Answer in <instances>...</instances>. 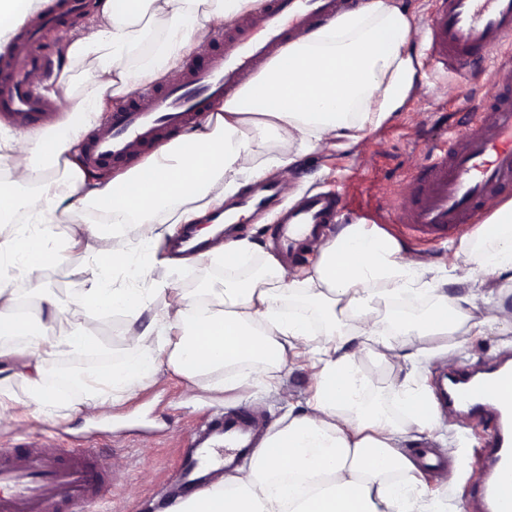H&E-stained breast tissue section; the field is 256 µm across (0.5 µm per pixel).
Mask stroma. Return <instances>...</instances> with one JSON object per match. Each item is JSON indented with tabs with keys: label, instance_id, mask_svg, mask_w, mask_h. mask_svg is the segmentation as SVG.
Listing matches in <instances>:
<instances>
[{
	"label": "stroma",
	"instance_id": "35a3bbf8",
	"mask_svg": "<svg viewBox=\"0 0 512 512\" xmlns=\"http://www.w3.org/2000/svg\"><path fill=\"white\" fill-rule=\"evenodd\" d=\"M412 22L408 49L419 63V81L403 108L380 126L364 131L351 149L314 148L290 168L272 170L282 184V201L289 204L309 191H333L343 201L339 224H373L396 238L410 253L427 255L438 263H450L451 241L423 239L404 226L391 223L385 207L410 192L411 175L423 157L429 141L443 138L459 125L473 120L492 91L490 77L499 61L489 56L482 64L484 75L477 85L460 81L453 74L433 70L418 39L424 28L431 0H393ZM275 213L265 209L246 212L238 221V237L260 244L253 257V268H261L270 253L269 240ZM117 250L137 256L136 245L117 234L92 241L90 246L69 251L64 262L47 268L41 275L44 293L68 302L86 285L98 252ZM129 275L114 279V286L135 285L154 291V302L144 311L136 326H129L118 313L91 314L90 324L100 340L95 355L64 356L44 366V379H52L57 369H68L71 378L61 384L55 416L26 414L9 428H0V445L25 444L29 435L64 433L70 443L96 438L113 465L108 491L90 512H158L164 501L167 482L178 467L190 432L202 422L227 408H250L263 414L269 425H276L288 409L307 411L313 384L311 371L282 369L283 392L245 385L215 394L190 390L188 381L170 370L158 380L145 382L119 407L103 413L78 409V387L73 375L95 369L101 362L118 364L133 357L124 336L132 328H145L170 303L175 292L193 293L223 280L224 267L205 260L174 269L139 270L132 261ZM512 350V328L498 326L473 338L455 351L451 360L440 358L417 365L404 373L384 362L363 358L357 373L365 383V395L386 411H394L395 394L403 379L416 387L435 388L449 362L463 360L479 364L501 352ZM436 448L455 443L453 469L463 479L464 493H471L484 477L483 447L485 431L477 420L454 415L444 417L441 426L428 434Z\"/></svg>",
	"mask_w": 512,
	"mask_h": 512
}]
</instances>
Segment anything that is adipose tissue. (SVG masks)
<instances>
[{
	"label": "adipose tissue",
	"mask_w": 512,
	"mask_h": 512,
	"mask_svg": "<svg viewBox=\"0 0 512 512\" xmlns=\"http://www.w3.org/2000/svg\"><path fill=\"white\" fill-rule=\"evenodd\" d=\"M260 3L102 0L96 27L65 36L63 63L40 91L56 99L71 87L74 65L88 61L92 69L83 94L63 122L20 138L0 135V162L12 182L37 188L28 200L0 188V215L21 210L27 219L11 243H0V266L10 265L16 276L38 285L40 273L76 247L65 225L74 208L87 206L104 218L91 226V236H108L114 225H124L143 250L142 263L171 265L162 254L171 225L196 223L221 209L243 181L293 165L307 149L356 142L358 132L402 109L418 81L406 49L411 21L393 0H360L288 44L236 99L210 114L202 131L161 143L116 175L89 177L78 148L107 102L141 84L175 78L184 58L203 49L210 23ZM147 44L151 52L138 69H129L127 59ZM273 139L294 146V154L266 155ZM197 236L209 242L208 256L231 273L248 265L256 248L246 239L214 238L208 227ZM314 248L318 257L301 276L270 257L249 277L232 275L191 294L175 293L151 328L125 337L133 358L78 377L83 406L104 409L165 369L205 382L214 393L251 382L277 386L276 372L286 364L313 369L310 412L288 414L267 432L254 466L225 477L224 489L177 500L167 512H430L425 489L400 452L409 437L406 426L365 398L357 368L366 356L398 365L407 344L419 360L449 356L488 327L512 326V307L498 302L475 318L443 289L450 280L478 286L512 270V201L494 206L476 235L459 241L449 270L408 254L396 239L365 224L345 225ZM116 262L113 253H99L87 287L66 307L49 303V321L37 335L18 313L15 291L0 279V336L26 339L24 350L0 348V366L26 353L33 357L23 374L27 400L0 391V425L16 422L21 407L53 414L56 394L45 384L41 365L97 348L91 313L118 311L132 324L149 308V289L114 288L100 280ZM426 292L435 305L422 316L390 321L379 312L380 305ZM291 298L318 313L321 336L312 334L307 319L283 312V301ZM57 320L67 332H55ZM450 335L455 343L448 346ZM159 336L169 344L162 356L155 349ZM350 336L361 340L351 352L345 349ZM400 405L418 431L438 428L425 390L403 388Z\"/></svg>",
	"instance_id": "ef3b65f1"
}]
</instances>
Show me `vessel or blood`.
<instances>
[{"label":"vessel or blood","instance_id":"b4317fda","mask_svg":"<svg viewBox=\"0 0 512 512\" xmlns=\"http://www.w3.org/2000/svg\"><path fill=\"white\" fill-rule=\"evenodd\" d=\"M357 0H263L213 34L214 53L191 62L163 88H140L118 101L85 146L89 165L108 168L129 161L166 134L208 115L215 102L233 97L289 43L350 9ZM424 29L434 65L466 81H478L480 63L512 41V0H433ZM81 0H56L30 20L0 53V112L25 129L38 128L52 103L33 88L35 73L48 71L55 53L41 33L60 28ZM411 187V201L393 204L389 216L414 235L450 237L476 223L482 206L512 186V56L503 54L493 92L476 120L448 140L428 145ZM339 196L312 192L279 211L272 249L293 261L302 244L323 235L336 219ZM436 403L483 418L488 477L474 488L477 512H512V358L478 372L460 365L441 384ZM263 429L254 412L228 409L204 422L188 440L171 477L174 493L203 487L205 472L230 469L249 457ZM110 481V465L93 446L65 448L59 438L38 436L24 447L0 446V512H82Z\"/></svg>","mask_w":512,"mask_h":512}]
</instances>
